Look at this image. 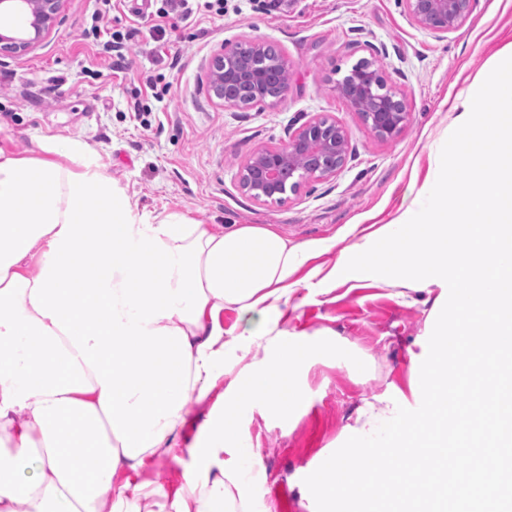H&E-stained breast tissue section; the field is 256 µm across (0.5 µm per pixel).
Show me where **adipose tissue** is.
Segmentation results:
<instances>
[{"instance_id": "1", "label": "adipose tissue", "mask_w": 512, "mask_h": 512, "mask_svg": "<svg viewBox=\"0 0 512 512\" xmlns=\"http://www.w3.org/2000/svg\"><path fill=\"white\" fill-rule=\"evenodd\" d=\"M38 147L37 158L0 151V440L12 449L0 459V512H131L143 488L115 485L116 475L175 447L189 401L219 387L224 412L204 422L172 507L246 512L257 453L235 421L263 401L293 417L318 346L289 337L229 386L224 358L276 331L297 273L324 243L138 210L83 141ZM227 308L247 320L230 341Z\"/></svg>"}]
</instances>
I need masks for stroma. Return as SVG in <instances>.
<instances>
[{"mask_svg": "<svg viewBox=\"0 0 512 512\" xmlns=\"http://www.w3.org/2000/svg\"><path fill=\"white\" fill-rule=\"evenodd\" d=\"M161 5L145 0L136 10L130 0H112L113 32L132 35L119 71L84 35L95 0H67L41 44L19 58L0 56V150L29 158L40 154L37 139H81L139 208L224 227L268 225L296 243L335 240L307 263L325 272L342 248L411 203L409 187L423 183L456 127L450 101L473 97L483 72L512 50V0H472L462 25L441 37L413 24L404 0H282L273 10L263 0H243L238 15L166 20L156 41L142 17ZM241 39L263 41L288 59L290 85L276 107H228L209 92L213 56ZM366 59L377 60L388 88L409 103L406 125L389 142L378 141L335 90ZM318 114L346 129L347 165L282 203L250 199L239 186L246 160ZM426 296L382 276L293 294L282 331L340 343L368 368L359 374L316 357L298 379L306 402L292 419L258 404L238 420L258 454L247 481L250 512H316L304 477L347 440L364 402L409 393L408 351L431 333ZM221 413L217 396L190 402L179 446L139 473L116 476V483L145 487L135 512H173L170 499L153 490L180 486L196 465L190 448L202 422Z\"/></svg>", "mask_w": 512, "mask_h": 512, "instance_id": "stroma-1", "label": "stroma"}]
</instances>
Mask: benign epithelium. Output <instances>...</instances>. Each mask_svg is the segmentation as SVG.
I'll list each match as a JSON object with an SVG mask.
<instances>
[{
  "label": "benign epithelium",
  "instance_id": "1",
  "mask_svg": "<svg viewBox=\"0 0 512 512\" xmlns=\"http://www.w3.org/2000/svg\"><path fill=\"white\" fill-rule=\"evenodd\" d=\"M67 0H0V14L19 13L27 26L12 35L0 32V53L20 57L41 43L52 31ZM409 17L418 27L444 35L459 28L470 12L471 0H405ZM291 67L282 56L266 53L264 43L237 41L211 61L208 87L224 105L238 101L224 95L227 88L254 95L253 103L276 105L287 93ZM279 88L277 96L267 97V87ZM336 93L359 112L374 137L393 140L404 128L408 103L404 95L386 88L379 69L354 67L336 83ZM347 131L335 119L317 115L300 126L288 128V139L281 145L258 150L243 165L240 187L246 195L263 203H281L288 193L299 192L307 181L336 175L347 163L350 152Z\"/></svg>",
  "mask_w": 512,
  "mask_h": 512
}]
</instances>
